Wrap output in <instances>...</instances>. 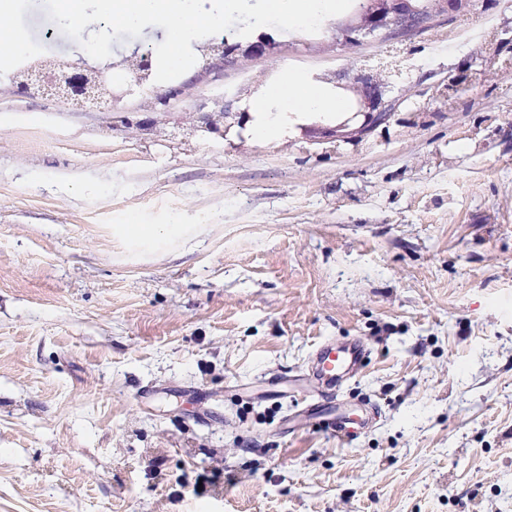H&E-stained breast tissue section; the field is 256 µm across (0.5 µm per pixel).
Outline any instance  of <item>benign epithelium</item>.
<instances>
[{
    "label": "benign epithelium",
    "mask_w": 512,
    "mask_h": 512,
    "mask_svg": "<svg viewBox=\"0 0 512 512\" xmlns=\"http://www.w3.org/2000/svg\"><path fill=\"white\" fill-rule=\"evenodd\" d=\"M470 4L471 0H437L432 7L425 9L411 6L407 0H371L364 11V19L343 30L342 37L348 42H356L377 30L397 29L404 34L412 33L437 17L453 20L466 13ZM279 49V43L263 34L244 45L231 42L226 37L218 38L212 41L200 62L206 68L212 61L229 56L272 57L278 54ZM152 69L153 55L147 51L120 57L98 70L66 66L54 79L47 78L39 69L13 82L11 92L27 97H57L76 108L88 103L106 104L112 95L114 73H121L130 84L138 86L151 75ZM386 88L387 81L378 72L361 74L343 85V90L355 96L354 116L360 118V123L352 128L350 119H344L330 130L332 136L343 140L356 139L387 122L397 110V103L396 99L388 96ZM170 100L168 94H157L141 105L140 117L118 114L113 117V124L141 137L159 136L170 122ZM201 118L209 122L213 139L219 140L228 130L227 120H234L242 128L249 120V113L245 110L233 113L230 101L225 99L215 114L205 112L199 116L189 113V117L182 119V127L187 129Z\"/></svg>",
    "instance_id": "1"
}]
</instances>
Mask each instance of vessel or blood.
<instances>
[{"instance_id": "1", "label": "vessel or blood", "mask_w": 512, "mask_h": 512, "mask_svg": "<svg viewBox=\"0 0 512 512\" xmlns=\"http://www.w3.org/2000/svg\"><path fill=\"white\" fill-rule=\"evenodd\" d=\"M367 354L366 347L358 341L343 345L321 344L312 357L310 374L319 384L322 395L336 396L341 385L359 372ZM369 421L370 417L365 413H344L328 419L326 426L338 437L349 440L364 430Z\"/></svg>"}]
</instances>
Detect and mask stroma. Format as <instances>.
<instances>
[{
  "label": "stroma",
  "instance_id": "stroma-1",
  "mask_svg": "<svg viewBox=\"0 0 512 512\" xmlns=\"http://www.w3.org/2000/svg\"><path fill=\"white\" fill-rule=\"evenodd\" d=\"M9 2L39 51L44 0ZM468 17L499 54L437 51L442 19L346 44L330 17L173 81L185 113L248 107L277 67L386 69L400 108L355 145L329 83L342 108L189 150L0 93V512H512V0ZM353 336L368 358L325 399L308 363ZM364 402L354 439L325 427Z\"/></svg>",
  "mask_w": 512,
  "mask_h": 512
}]
</instances>
